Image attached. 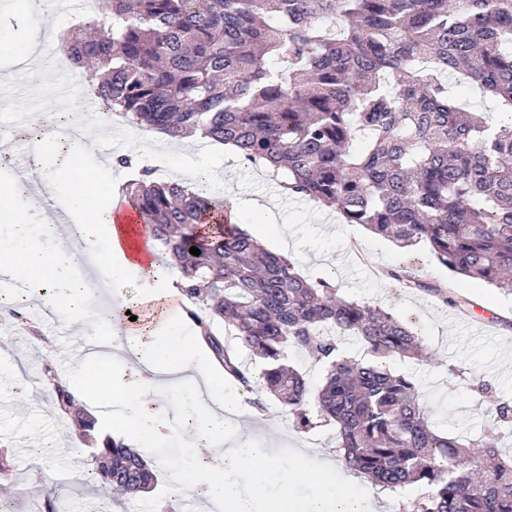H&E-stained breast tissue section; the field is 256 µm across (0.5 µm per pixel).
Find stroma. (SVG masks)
I'll use <instances>...</instances> for the list:
<instances>
[{
    "instance_id": "stroma-1",
    "label": "stroma",
    "mask_w": 512,
    "mask_h": 512,
    "mask_svg": "<svg viewBox=\"0 0 512 512\" xmlns=\"http://www.w3.org/2000/svg\"><path fill=\"white\" fill-rule=\"evenodd\" d=\"M16 0H0V38L34 45L48 55L44 72L0 56V109L7 112L11 126L23 124L28 110L48 106L44 83L54 73L66 74L73 95H80L84 82L79 72L69 70L62 54L61 32L76 20L58 14L59 36L44 38L42 25H19ZM207 172V185L239 205L240 218L261 223L262 217L245 208L246 200L263 196L278 206L272 232H283L288 254L297 259L302 274L311 280L334 281L344 296L370 305H380L415 323L430 351L429 358H393V371L412 376L430 403L435 425L452 437L468 443L481 439L490 427L491 398L512 400V297L479 280H458L455 288L474 300L475 306L457 320L454 309L443 306L415 288H405L375 267L405 265L418 279L430 284L449 281L427 245L401 248L374 236L364 227L347 224L336 210L316 206L298 197L282 196L276 181L261 169L225 160L215 147H198L171 155L162 180L174 170ZM41 338L29 334L0 316V451L10 460V469L0 472V484L9 485L11 512H36L54 492H62L68 512H97L111 503V496L84 493L91 441L80 438L70 419L59 416L30 384L23 370L44 363L61 368L76 391L84 409H93L94 395L83 377V357L76 355L74 336H63L50 323L40 328ZM492 385L490 395L476 392L480 381ZM223 400L242 411L244 435L264 441L278 461L281 475L288 479V505L319 496L327 482L319 472L324 452L335 450V426L300 431L293 417L276 400H268L263 417L249 418L250 403L234 383L224 385ZM189 491L176 487L171 477L162 476L156 488L129 504L128 512H163L174 503L182 512Z\"/></svg>"
}]
</instances>
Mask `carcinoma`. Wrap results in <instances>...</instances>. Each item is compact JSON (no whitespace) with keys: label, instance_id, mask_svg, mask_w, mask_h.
Here are the masks:
<instances>
[{"label":"carcinoma","instance_id":"carcinoma-1","mask_svg":"<svg viewBox=\"0 0 512 512\" xmlns=\"http://www.w3.org/2000/svg\"><path fill=\"white\" fill-rule=\"evenodd\" d=\"M101 2L62 44L71 67H89L86 94L103 110L140 130L233 143L252 165L274 162L289 195L401 248L426 243L451 276L512 295V134L449 81L461 75L512 117V0ZM127 202L151 226L156 262L178 270L186 318L253 405L275 398L302 431L334 423L347 468L384 489H426L412 512H512V461L494 439L439 435L415 381L388 370L389 357L421 355L410 324L303 276L225 223L227 202L205 185L145 169ZM388 274L466 309L440 285ZM347 337L364 358L343 351ZM242 349L263 362L255 382ZM292 351L324 367L317 390L289 364ZM34 382L55 410L97 431L56 368ZM98 443L94 490L127 499L157 484L138 451L110 434Z\"/></svg>","mask_w":512,"mask_h":512}]
</instances>
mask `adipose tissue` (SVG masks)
I'll return each mask as SVG.
<instances>
[{"instance_id": "1", "label": "adipose tissue", "mask_w": 512, "mask_h": 512, "mask_svg": "<svg viewBox=\"0 0 512 512\" xmlns=\"http://www.w3.org/2000/svg\"><path fill=\"white\" fill-rule=\"evenodd\" d=\"M73 126L81 143L80 149L68 148L60 137L58 126ZM19 137L30 151L33 165H40L44 155L54 153L61 169L77 189L70 205L78 225L77 234L61 237L57 249L47 252L38 247L37 233H56L57 225L39 228L18 222L19 211L35 207L43 190L52 188L53 180L38 175L31 181L13 180L0 191V222L13 225L15 233L8 242H0V270L26 280L31 286L50 284V304L64 319L82 322L84 341L105 342L108 353L91 363L87 377L95 382V396L101 405H111L121 398L122 412L116 420V432L127 444L137 445L144 419H152L154 437L164 440L174 429L168 420L171 403L191 396L199 408V438L190 453L204 468L199 477L184 480L180 470H173L175 483L185 484L193 492L223 506L225 512H257L260 501L275 498L283 502V491L275 490L274 480L279 467L268 449L253 447L250 440L240 438L227 445L235 423L225 419L222 410L205 405L196 389L201 369L188 354L185 342L176 337V320L166 319L159 328L167 339L156 343L154 331L142 328L132 333L119 328V312L126 307L125 288L131 276L142 280L147 300L175 293L177 274L158 268L155 261L130 259L118 241L110 189L89 190L85 181V156L95 139L85 115L69 110L49 108L31 113L28 124L19 130ZM92 252V267L74 266L75 257ZM104 273L114 302L111 313L98 309L94 289L88 288L94 273ZM129 354L135 357L132 381L117 376L114 361ZM301 512H379L378 504L362 491L344 492L329 489L323 499L305 505Z\"/></svg>"}]
</instances>
